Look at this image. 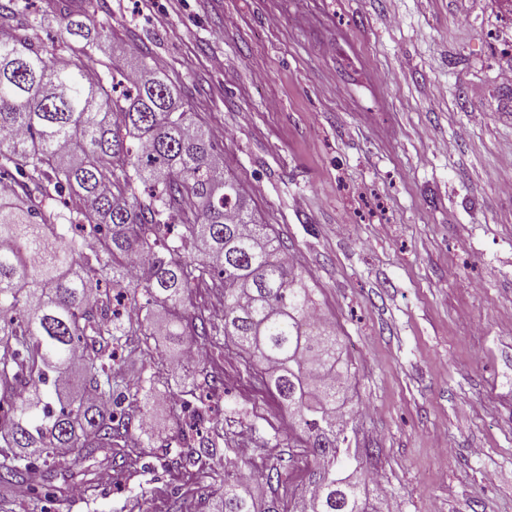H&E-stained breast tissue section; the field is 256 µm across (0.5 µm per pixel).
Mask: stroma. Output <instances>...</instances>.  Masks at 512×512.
Listing matches in <instances>:
<instances>
[{
  "mask_svg": "<svg viewBox=\"0 0 512 512\" xmlns=\"http://www.w3.org/2000/svg\"><path fill=\"white\" fill-rule=\"evenodd\" d=\"M64 60H147L208 133L226 177L270 225L331 322L363 407L352 445L387 512H512V11L499 0H19ZM82 14L110 40L62 36ZM38 27H29L31 19ZM150 345L157 357L143 356ZM178 347L133 336L126 376H153L151 444L137 471L104 457L73 482L91 512H207L218 464L179 462L190 396ZM207 405L237 456L308 477L288 411L236 351H209Z\"/></svg>",
  "mask_w": 512,
  "mask_h": 512,
  "instance_id": "35a3bbf8",
  "label": "stroma"
}]
</instances>
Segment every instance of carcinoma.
<instances>
[{
  "label": "carcinoma",
  "mask_w": 512,
  "mask_h": 512,
  "mask_svg": "<svg viewBox=\"0 0 512 512\" xmlns=\"http://www.w3.org/2000/svg\"><path fill=\"white\" fill-rule=\"evenodd\" d=\"M65 33L87 45L112 35L80 18ZM91 69L72 71L24 33L0 35V180L18 175L37 191L0 193V489L64 493L62 448L136 469L135 433L146 430L121 405L149 415L152 379L115 372L118 350L130 336L201 344L208 320L186 313L193 289L217 276L224 338L256 359L310 448L289 512H385L350 448L355 411L339 405L351 369L333 328L312 319L284 245L255 223L168 78L143 60L114 99ZM173 224L185 229L177 241ZM209 423L188 439L193 465L218 456L220 419ZM230 451L215 512H281L275 495L258 503Z\"/></svg>",
  "instance_id": "cac0c4a2"
}]
</instances>
